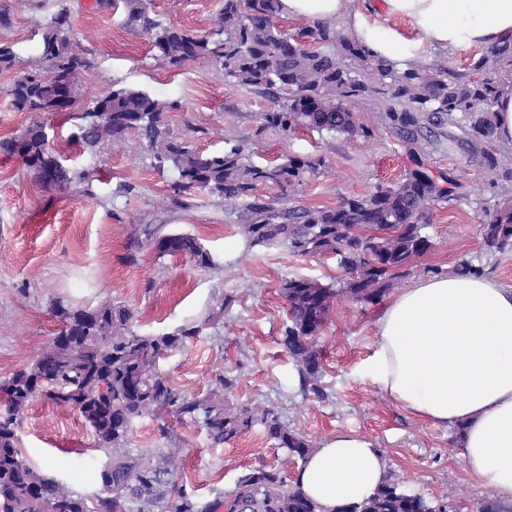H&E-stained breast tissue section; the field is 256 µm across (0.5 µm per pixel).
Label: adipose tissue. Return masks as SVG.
<instances>
[{"label":"adipose tissue","instance_id":"adipose-tissue-1","mask_svg":"<svg viewBox=\"0 0 512 512\" xmlns=\"http://www.w3.org/2000/svg\"><path fill=\"white\" fill-rule=\"evenodd\" d=\"M384 22L353 0H280L291 19H335L394 64L434 50L512 41V0H382ZM407 21L410 39L387 19ZM366 371L404 410L431 424L459 426L468 473L512 504V287L494 279L439 275L390 297L375 321ZM387 478L373 442L336 434L315 450L297 482L329 512L370 497Z\"/></svg>","mask_w":512,"mask_h":512}]
</instances>
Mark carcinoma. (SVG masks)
I'll return each mask as SVG.
<instances>
[{
	"label": "carcinoma",
	"instance_id": "cac0c4a2",
	"mask_svg": "<svg viewBox=\"0 0 512 512\" xmlns=\"http://www.w3.org/2000/svg\"><path fill=\"white\" fill-rule=\"evenodd\" d=\"M123 9L128 22L151 43L157 63L177 67L204 59L220 69L225 81L272 95L275 108L261 113L259 130L288 134L307 129L370 138L373 130L352 103L371 99L383 104L388 128L417 157L416 167L401 181L379 185L366 197L347 199L334 208L290 206L283 195L266 202L253 191L259 185L283 193L292 190L320 173L322 159L282 155L257 163L247 139L237 136L224 138L221 151H202L193 137L197 128L187 126L189 135L172 133L170 113L180 108L178 101L131 86L95 97L78 116V132L71 135L77 150L95 155L123 148L133 134L147 148L153 168L176 175L173 194L156 202L162 210L189 207L188 195L197 191L235 218L248 250L279 247L300 256L338 257L347 274L342 285L294 277L280 286L288 306L281 342L301 389L319 392L323 367L318 335L336 296L373 304L396 280L410 276L413 260L431 249L424 233L429 211L453 199L461 188L451 175L444 177L448 187H440L418 160L434 144L436 131L447 125L459 128L470 162L507 196L502 206L486 214L481 231L487 253L512 248V165L503 151L491 147L500 74L512 69L511 43L473 59L470 72L483 75L476 81L470 72L430 68L414 59L399 69L331 20L288 33L276 24L280 0H222L215 26L204 33L162 24L151 15L147 0H123ZM17 61L14 46L0 44V71L12 69ZM88 67L90 61L71 39L69 10L63 5L41 25L29 71L7 90L13 108L30 113L31 121L21 133L0 139V154L22 157L43 184L75 183L83 196L95 200V173L62 164L42 121L75 105L81 96L78 73ZM141 234L136 244L148 246L160 258L180 254L202 270L218 268L191 234L160 227H146ZM54 313L61 322L58 335L31 364L0 383V512H324L300 485L286 487L281 471L266 465L241 476L233 490L202 501L177 484L182 449L148 454L126 446L136 420L166 410L201 420L216 444L259 425L300 462L312 454L310 441L289 428L274 408L230 405L216 391L189 399L161 372L159 361L210 329L215 313L161 334L138 332L134 311L110 301L92 307L59 302ZM37 397L79 413L97 449L105 453L97 506H89L86 497L24 459L18 430ZM433 504L388 479L368 499L340 503L334 512H432Z\"/></svg>",
	"mask_w": 512,
	"mask_h": 512
}]
</instances>
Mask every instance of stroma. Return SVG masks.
Here are the masks:
<instances>
[{"label":"stroma","instance_id":"obj_1","mask_svg":"<svg viewBox=\"0 0 512 512\" xmlns=\"http://www.w3.org/2000/svg\"><path fill=\"white\" fill-rule=\"evenodd\" d=\"M221 4L149 0L159 20L198 33L213 27ZM62 5L70 11L75 44L91 62L78 76L83 99L75 112L113 86H134L179 101L178 122L206 130L200 141L203 150H222L225 137L234 135L247 138L261 161L284 154L323 158V173L289 192L293 206L333 207L402 180L413 166L379 105L371 102L355 105L374 132L367 139L260 130L261 113L275 106L271 98L225 82L219 70L201 60L177 68L157 64L147 38L127 22L124 10L99 6L98 0H0L11 17L8 26L0 27V42L31 51L39 43L40 22ZM26 67L21 60L13 69L0 71V137L20 132L30 121L28 113L14 110L6 94ZM47 123L52 146L71 155L72 166L97 171L105 181L98 186L99 201L93 202L71 188L43 186L22 160L0 158V381L31 363L57 335L55 302L122 303L135 310L137 329L153 334L203 318L228 294L232 301L214 329L161 360L176 390L202 398L218 387L219 376L235 378L231 403L274 406L285 424L313 446L355 431L373 440L389 476L410 490L438 500L452 497L462 512H476L491 501L490 491L463 465L456 429L409 414L367 376L378 306L337 296L319 336L325 361L318 389H300L280 343L287 309L279 286L295 276L338 283L345 273L334 256L302 257L281 248L245 250L236 225L201 196L187 210H156L154 201L170 194L174 177L153 169L145 150L74 152L68 145L74 122L52 116ZM451 132L444 127L424 162L431 172L454 173L463 195L433 207L426 229L433 246L415 260L412 276L450 273L466 258L483 266L486 276L512 286V250L488 256L480 234L485 213L500 197L467 152L449 144ZM123 183L134 184L135 192L118 193ZM146 224L195 235L218 259L220 269L201 270L183 257L159 258L151 249L136 246L135 231ZM19 436L20 448L33 465L86 498H97V469L104 456L93 452V436L76 412L34 400ZM128 445L183 449L186 479L204 499L233 490L239 477L262 464L280 468L287 485H294L301 466L262 427L216 445L200 422L173 413L159 420H136Z\"/></svg>","mask_w":512,"mask_h":512}]
</instances>
